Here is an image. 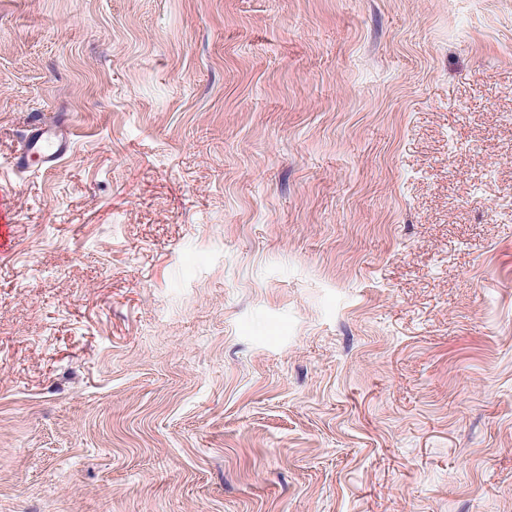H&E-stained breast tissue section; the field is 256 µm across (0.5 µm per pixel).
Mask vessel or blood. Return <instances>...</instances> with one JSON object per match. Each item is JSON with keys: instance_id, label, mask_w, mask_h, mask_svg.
<instances>
[{"instance_id": "1", "label": "vessel or blood", "mask_w": 512, "mask_h": 512, "mask_svg": "<svg viewBox=\"0 0 512 512\" xmlns=\"http://www.w3.org/2000/svg\"><path fill=\"white\" fill-rule=\"evenodd\" d=\"M73 132L68 117L47 122H34L23 141L20 152L12 160L15 172L52 171L73 152Z\"/></svg>"}]
</instances>
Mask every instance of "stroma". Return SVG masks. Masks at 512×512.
I'll return each mask as SVG.
<instances>
[{"label":"stroma","instance_id":"1","mask_svg":"<svg viewBox=\"0 0 512 512\" xmlns=\"http://www.w3.org/2000/svg\"><path fill=\"white\" fill-rule=\"evenodd\" d=\"M1 183L0 512H512V0H0ZM73 148L68 117L60 116L47 122L35 120L20 152L13 157L12 169L17 173L55 170L72 154Z\"/></svg>","mask_w":512,"mask_h":512}]
</instances>
